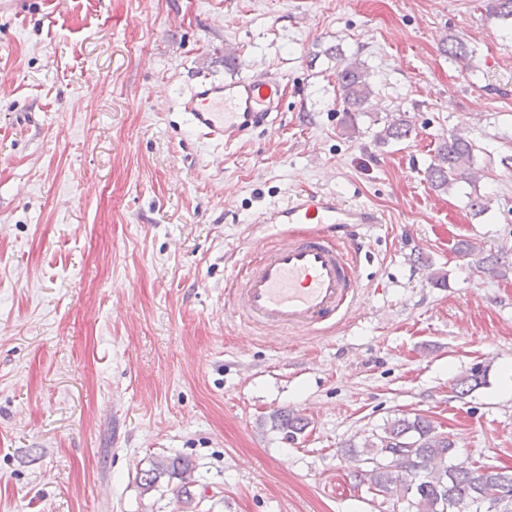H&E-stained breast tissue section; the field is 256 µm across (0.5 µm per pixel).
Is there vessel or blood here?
<instances>
[{
  "label": "vessel or blood",
  "instance_id": "1",
  "mask_svg": "<svg viewBox=\"0 0 512 512\" xmlns=\"http://www.w3.org/2000/svg\"><path fill=\"white\" fill-rule=\"evenodd\" d=\"M285 86L278 79H201L178 101L202 138L231 144L275 122ZM277 242L242 262L225 288V306L243 323L289 334H318L349 319L359 291L356 226L382 223L376 210L303 190L262 214Z\"/></svg>",
  "mask_w": 512,
  "mask_h": 512
}]
</instances>
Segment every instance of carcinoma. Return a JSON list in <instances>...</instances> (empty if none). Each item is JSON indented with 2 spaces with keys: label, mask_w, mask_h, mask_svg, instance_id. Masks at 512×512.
<instances>
[{
  "label": "carcinoma",
  "mask_w": 512,
  "mask_h": 512,
  "mask_svg": "<svg viewBox=\"0 0 512 512\" xmlns=\"http://www.w3.org/2000/svg\"><path fill=\"white\" fill-rule=\"evenodd\" d=\"M487 18L512 20V0H491ZM445 52L454 60L464 61L471 51L467 44L450 37ZM339 98L343 111L350 120L360 112L372 107L374 90L370 72L356 59H341L337 71ZM413 129L402 117L389 119L376 133L382 144L402 141L411 136ZM476 143L460 132L449 135L442 141L428 166L427 178L436 190H447L451 186L476 181L473 168ZM485 371L478 367L459 383V396H464L482 384ZM275 427L288 441L302 434L307 422L294 413L283 411L276 415ZM363 453L367 455V469L357 474L360 482L370 492L388 493L401 487L404 493L412 494L408 505L415 512H481L485 496L491 491H501L512 501V471H503L486 466L451 465L448 460L456 453L454 443L448 436L439 433L434 424L423 416L412 419L402 417L392 420L384 427L383 434L365 439ZM425 475L420 477L417 470ZM192 470L189 461L182 457H166L153 464L144 478V490L148 491L163 477L185 479Z\"/></svg>",
  "instance_id": "cac0c4a2"
}]
</instances>
